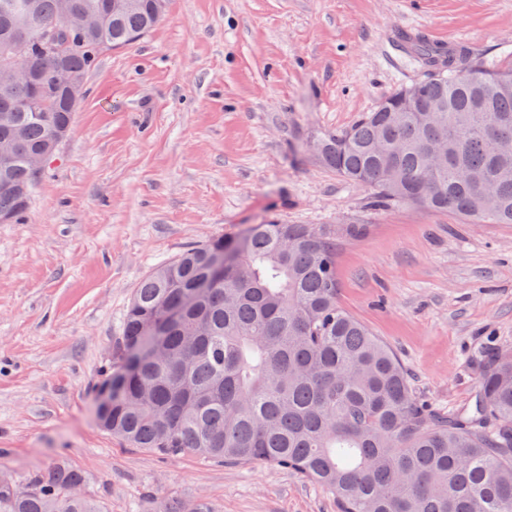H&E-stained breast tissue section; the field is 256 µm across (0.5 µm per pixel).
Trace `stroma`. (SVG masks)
<instances>
[{"label": "stroma", "mask_w": 512, "mask_h": 512, "mask_svg": "<svg viewBox=\"0 0 512 512\" xmlns=\"http://www.w3.org/2000/svg\"><path fill=\"white\" fill-rule=\"evenodd\" d=\"M401 31L512 55V0H170L134 45L104 53L26 219L0 224V475L58 463L107 512L154 496L215 512H339L261 463L162 458L112 439L97 399L141 277L251 225L365 224L341 243L339 301L396 353L438 414L476 389L474 360L512 350V224L410 205L319 159L324 134L428 77Z\"/></svg>", "instance_id": "stroma-1"}]
</instances>
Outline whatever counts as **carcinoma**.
<instances>
[{
    "label": "carcinoma",
    "instance_id": "1",
    "mask_svg": "<svg viewBox=\"0 0 512 512\" xmlns=\"http://www.w3.org/2000/svg\"><path fill=\"white\" fill-rule=\"evenodd\" d=\"M168 0H0V67L18 43L30 77L0 82V223L24 220L40 174L30 157L52 128L70 133L101 53L130 45ZM50 30L58 53L39 35ZM416 38L433 72L415 99L387 96L317 144L321 160L372 190L371 205L409 204L478 224H512V68ZM55 73L63 83L46 88ZM47 113L51 121L42 118ZM365 224H255L193 246L135 288L112 351V437L161 456L291 471L341 512H512V351L476 364L477 391L440 416L414 392L395 352L339 303V244ZM224 274L209 254L225 249ZM63 466L0 476V512H104ZM150 512H213L205 500L155 498Z\"/></svg>",
    "mask_w": 512,
    "mask_h": 512
}]
</instances>
